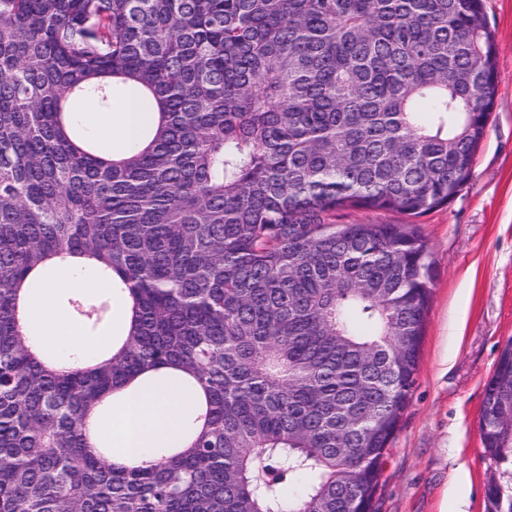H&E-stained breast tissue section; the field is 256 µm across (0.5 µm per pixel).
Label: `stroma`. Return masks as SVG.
<instances>
[{
	"instance_id": "stroma-1",
	"label": "stroma",
	"mask_w": 512,
	"mask_h": 512,
	"mask_svg": "<svg viewBox=\"0 0 512 512\" xmlns=\"http://www.w3.org/2000/svg\"><path fill=\"white\" fill-rule=\"evenodd\" d=\"M498 87L464 189L419 220L434 267L416 383L384 466L378 512H451L463 469L468 512H487L494 466L479 427L485 385L512 339V0H485Z\"/></svg>"
}]
</instances>
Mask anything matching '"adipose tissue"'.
Segmentation results:
<instances>
[{
    "instance_id": "obj_1",
    "label": "adipose tissue",
    "mask_w": 512,
    "mask_h": 512,
    "mask_svg": "<svg viewBox=\"0 0 512 512\" xmlns=\"http://www.w3.org/2000/svg\"><path fill=\"white\" fill-rule=\"evenodd\" d=\"M81 118L106 157L122 155L142 129L158 122L157 113L143 111L141 99L133 95L115 115L90 107ZM111 287L110 279L89 271L87 261L53 260L48 273L20 301L32 349L47 354L51 366L62 371L75 367L82 359L92 364L110 357L113 334L125 333L130 327L129 308L117 313L109 335L91 338L57 300L64 290L97 295ZM201 397V392L171 380L138 377L122 393L114 395L111 411L91 413L90 442L95 447L107 445L110 459L120 465L155 463L160 449L184 446L186 421Z\"/></svg>"
}]
</instances>
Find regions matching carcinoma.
<instances>
[{
  "instance_id": "carcinoma-1",
  "label": "carcinoma",
  "mask_w": 512,
  "mask_h": 512,
  "mask_svg": "<svg viewBox=\"0 0 512 512\" xmlns=\"http://www.w3.org/2000/svg\"><path fill=\"white\" fill-rule=\"evenodd\" d=\"M134 85L158 125L105 158L70 101ZM497 86L482 0H0V512H376L431 299L416 219L470 177ZM55 256L131 299L110 358L28 344ZM162 368L205 397L190 445L92 451L93 409ZM479 424L512 512V340ZM401 219L397 214L382 211L344 210L336 213V224H396Z\"/></svg>"
}]
</instances>
